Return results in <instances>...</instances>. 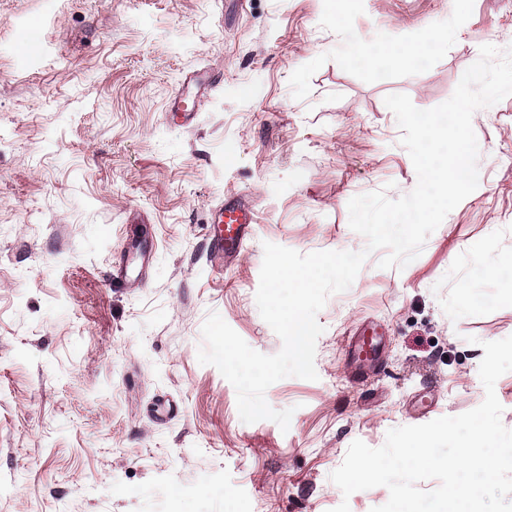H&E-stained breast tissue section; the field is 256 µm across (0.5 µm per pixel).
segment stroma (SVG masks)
<instances>
[{
	"label": "stroma",
	"mask_w": 512,
	"mask_h": 512,
	"mask_svg": "<svg viewBox=\"0 0 512 512\" xmlns=\"http://www.w3.org/2000/svg\"><path fill=\"white\" fill-rule=\"evenodd\" d=\"M512 46V0H0V512H371L343 496L349 445L479 406L482 345L512 336V96L472 118L479 185L404 268L373 252L317 315V380L242 422L200 364L218 313L254 350L263 245L363 250L348 202L417 174L384 103L447 101L482 45ZM220 77L185 124L187 75ZM257 214L230 264L211 211ZM125 258L128 278L112 276ZM383 326L360 379L350 337Z\"/></svg>",
	"instance_id": "stroma-1"
}]
</instances>
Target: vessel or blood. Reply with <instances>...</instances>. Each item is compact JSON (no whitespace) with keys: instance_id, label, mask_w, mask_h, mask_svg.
<instances>
[{"instance_id":"1","label":"vessel or blood","mask_w":512,"mask_h":512,"mask_svg":"<svg viewBox=\"0 0 512 512\" xmlns=\"http://www.w3.org/2000/svg\"><path fill=\"white\" fill-rule=\"evenodd\" d=\"M216 83V77L211 75L195 74L186 77L185 90L177 92L169 106L171 114L190 120L192 112L186 105L187 88H195L197 96L201 97ZM255 222V210L246 199L235 196L225 198L223 204L212 212V231L208 237L210 250L228 260L237 257ZM383 343V331L377 325L368 324L353 336L348 344V353L355 364H370L377 360Z\"/></svg>"}]
</instances>
